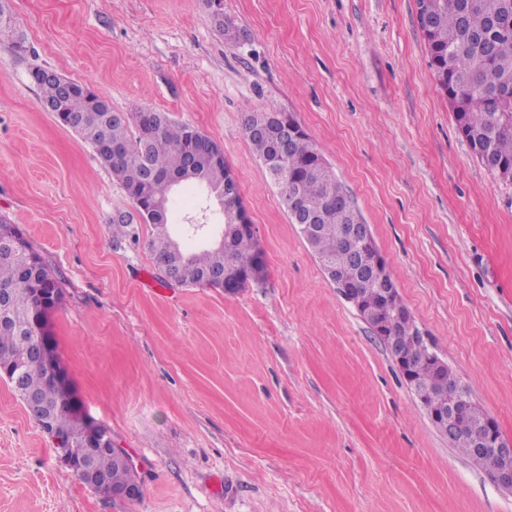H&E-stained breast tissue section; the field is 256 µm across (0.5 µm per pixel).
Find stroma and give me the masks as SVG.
Masks as SVG:
<instances>
[{"mask_svg":"<svg viewBox=\"0 0 512 512\" xmlns=\"http://www.w3.org/2000/svg\"><path fill=\"white\" fill-rule=\"evenodd\" d=\"M0 217L59 279L49 316L86 412L142 485L78 481L0 380V512H512L432 425L383 341L324 275L244 135L292 115L370 224L415 323L512 437V181L492 178L435 88L416 0H9ZM218 141L265 252L234 295L161 280L112 234L134 206L29 77Z\"/></svg>","mask_w":512,"mask_h":512,"instance_id":"obj_1","label":"stroma"}]
</instances>
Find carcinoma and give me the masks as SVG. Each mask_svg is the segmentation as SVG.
Listing matches in <instances>:
<instances>
[{
  "label": "carcinoma",
  "instance_id": "cac0c4a2",
  "mask_svg": "<svg viewBox=\"0 0 512 512\" xmlns=\"http://www.w3.org/2000/svg\"><path fill=\"white\" fill-rule=\"evenodd\" d=\"M418 19H427L421 32L428 49V65L436 86L448 96L458 131L475 157L498 179H512V0H417ZM44 105L59 104L56 121L93 148L98 160L111 169L139 218L154 225L146 241L156 261L181 274V284L210 286L211 278L234 270L246 274L254 266L259 245L253 231L235 226L234 214L243 208L240 195L228 196L224 184L229 167L215 161L211 151L219 143L197 133L189 142L190 127L164 112L140 108L124 120H114L105 100L78 85L66 89L53 80L36 83ZM271 112H247L244 131L272 126ZM265 169L287 172L277 186L291 224H315L314 255L330 258L345 281L364 295L375 318L388 315L392 305L382 289L370 281L372 255L360 256L345 248L352 223V199L325 162L308 133L281 150L275 132L247 136ZM169 177L201 185L215 198L223 213L224 246L182 245L169 234L172 220ZM211 206L201 207L187 222L190 236L208 226ZM40 288L57 289L59 281L40 254L29 245L23 250L0 251V369H12L37 345L35 323L41 315ZM409 321L390 326L400 347L416 364L425 366V348L409 332ZM19 395H35L53 410L57 434L70 448L81 447V426L68 408V399L47 380L39 367L27 368L19 383L9 382ZM96 467L107 478L98 489L108 495L132 480L135 472L108 453L99 454Z\"/></svg>",
  "mask_w": 512,
  "mask_h": 512
}]
</instances>
